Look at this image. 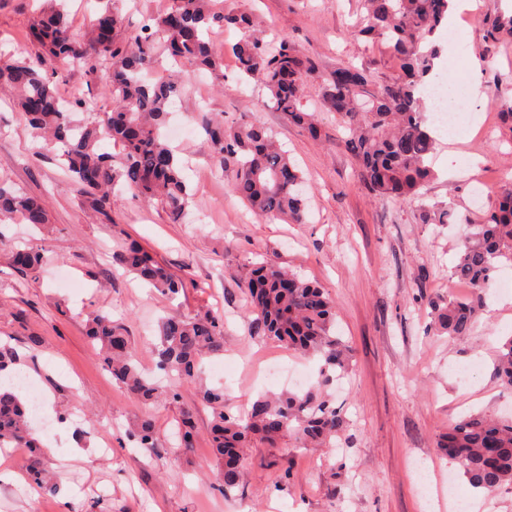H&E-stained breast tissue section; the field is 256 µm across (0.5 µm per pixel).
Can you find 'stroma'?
I'll return each mask as SVG.
<instances>
[{
  "mask_svg": "<svg viewBox=\"0 0 512 512\" xmlns=\"http://www.w3.org/2000/svg\"><path fill=\"white\" fill-rule=\"evenodd\" d=\"M217 7L251 12L271 42L288 40L314 57L320 72L353 64L376 82H391L400 62L388 45L361 36L366 25L360 0H215ZM122 22L116 42H128L167 0H111ZM47 0H0V50L35 55L27 37ZM512 12V0H477L474 14L441 26L434 44L436 67L452 82L467 81L471 58L484 62L479 89L459 101L455 126L436 134L431 159L435 179L422 199L382 202L359 182L357 162L347 150L333 113L320 109L317 90L304 101L317 113L319 138L289 123L267 105L259 84L237 80L228 48L237 31L214 30L212 42L224 55L221 71L196 82L188 68H173L158 56L154 70L175 73L188 89L179 119L193 132L173 144L188 164L193 193L185 223H170L161 207L130 190L112 197V221L100 223L52 155L39 153L23 114L0 97V182L44 197L48 224L40 230L5 224L13 246L40 249L46 262L38 278L18 274L8 249L0 248V346L15 354V372L34 378L45 396L50 432L41 433L42 464L57 476L55 486L31 488L27 457L0 456V512H425L421 485H428L435 512H456L457 498L472 499L464 477L449 479L436 441L459 417L472 411L512 417V388L492 375L496 351L512 336V267L495 273L473 336L451 341L433 335L427 299L456 298L453 267L467 222H480L493 209L503 185L512 184V132L499 119L500 103L512 99V42L485 57L481 14ZM46 74L63 98L81 94L101 101L102 78L51 64ZM225 127L257 123L271 129L298 165L306 183V223L255 216L231 191L204 130L203 117ZM486 180L481 204L473 187ZM447 213L448 221L435 217ZM137 240L183 279L171 298L112 264V252ZM264 259L296 270L327 290L336 305V332L352 353L348 376L333 384L349 420L340 447L305 448L284 438L272 449L255 443L242 462L245 485L231 497L212 491L215 472L208 424L212 411L195 389L177 403L145 405L112 379L97 346L85 334L88 311L110 312L132 336L145 369L158 323L170 312L209 310L224 317V356L206 361L203 384L223 387L224 405L246 413L281 385L254 381L240 366L285 361L303 363L282 346L253 340L246 323L247 298L236 278L241 267ZM476 364L467 384L457 383V366ZM306 364V363H303ZM309 383L318 367L306 364ZM196 421L193 447L177 445L183 409ZM156 426L154 451L134 447L128 428L143 417ZM291 479H283L284 467Z\"/></svg>",
  "mask_w": 512,
  "mask_h": 512,
  "instance_id": "1",
  "label": "stroma"
}]
</instances>
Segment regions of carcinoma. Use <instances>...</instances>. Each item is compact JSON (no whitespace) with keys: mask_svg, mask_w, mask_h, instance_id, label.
Masks as SVG:
<instances>
[{"mask_svg":"<svg viewBox=\"0 0 512 512\" xmlns=\"http://www.w3.org/2000/svg\"><path fill=\"white\" fill-rule=\"evenodd\" d=\"M362 2L368 13L364 33L386 40L403 69L398 80L372 89L367 73L359 68L343 65L322 74L311 57L299 54L288 41L271 46L250 14L219 11L212 0H168L167 9L144 24L126 46L103 40L94 23L84 37L74 36L64 13L52 6L29 29L28 38L40 46L42 55L1 60L0 87L13 93L15 105L42 147L81 187L88 209L98 219L111 220L112 191L122 187L146 202L157 201L171 222L180 224L188 214L192 193L179 159L161 133L178 83L164 76L149 83L142 72L162 52L181 66L216 72L224 66V57L208 34L215 27L233 28L241 33L233 46L239 81L263 85L273 109L316 137L320 133L317 120L314 113L304 111L302 100L311 79L321 78V105L336 113L348 130L346 146L359 162L362 186L381 201L418 200L433 177L427 160L436 148L423 121L419 89L432 73L437 56L429 38L448 20L450 0ZM481 23L489 53L502 39L512 38V13L486 17ZM48 60H61L92 74L105 71L108 105L100 110L79 96L69 108H62L57 84L40 72ZM100 111L103 119L98 120ZM76 112L86 114L84 121L73 119ZM204 129L216 161L230 173L231 191L249 209L262 218L305 219L303 176L275 134L256 124L227 130L210 118L204 120ZM105 140L118 148V159L103 151ZM14 217L42 227L48 223L46 204L0 183V224ZM43 262V253L31 247L11 252L12 267L25 276L39 272ZM112 262L164 294L176 295L184 288L182 280L135 242L113 252ZM505 262L512 264L511 185L502 188L497 206L485 221L470 225L457 253L455 275L471 284V295L446 303L427 301L437 333L450 340L471 336L485 289ZM239 282L249 298V336L316 359L320 377L302 392L259 397L245 419L225 410L224 388L199 389V399L213 410V489L226 497L242 486L241 457L255 438L271 448L278 447L286 435L304 446L334 448L346 430V417L328 388L349 369L350 352L334 334L336 310L329 294L274 261L244 269ZM85 327L112 378L147 404L178 402L180 380L193 379L204 360L224 356V318L208 312L172 314L160 320L153 349L160 377L142 370L127 330L109 314H89ZM492 375L512 387V336L500 346ZM194 432V416L187 409L179 423V446L192 447ZM128 437L139 448L158 447L149 416L132 424ZM0 447L31 449L29 470L38 480L48 478L39 461L41 445L29 426L25 399L13 388H0ZM438 450L475 488L494 492L512 486V418L465 415L443 436Z\"/></svg>","mask_w":512,"mask_h":512,"instance_id":"cac0c4a2","label":"carcinoma"}]
</instances>
